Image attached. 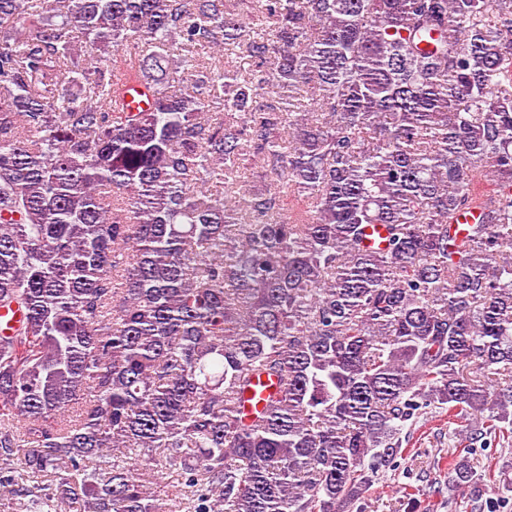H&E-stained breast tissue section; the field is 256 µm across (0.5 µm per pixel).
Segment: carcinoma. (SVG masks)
I'll use <instances>...</instances> for the list:
<instances>
[{
	"label": "carcinoma",
	"instance_id": "cac0c4a2",
	"mask_svg": "<svg viewBox=\"0 0 512 512\" xmlns=\"http://www.w3.org/2000/svg\"><path fill=\"white\" fill-rule=\"evenodd\" d=\"M0 308L20 512H354L435 409L499 512L512 0H0ZM498 441V439H497ZM497 441L490 445L488 448L481 450L478 448V457L485 461L486 456L492 457V464L490 474L486 471L485 483L488 490L497 488L502 483L512 480V447L501 448V443L498 445Z\"/></svg>",
	"mask_w": 512,
	"mask_h": 512
}]
</instances>
